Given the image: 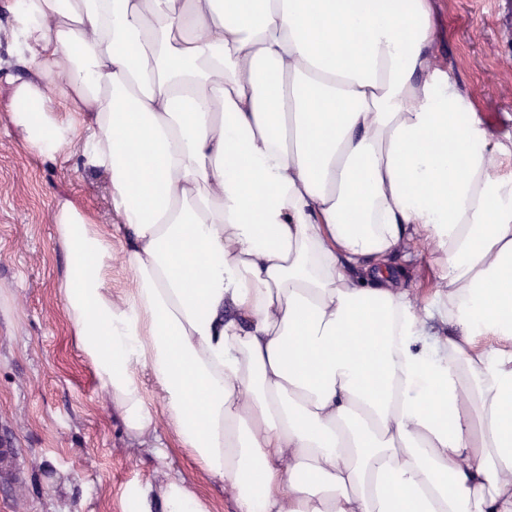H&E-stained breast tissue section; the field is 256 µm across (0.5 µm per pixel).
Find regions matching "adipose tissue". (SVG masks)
I'll use <instances>...</instances> for the list:
<instances>
[{"mask_svg": "<svg viewBox=\"0 0 512 512\" xmlns=\"http://www.w3.org/2000/svg\"><path fill=\"white\" fill-rule=\"evenodd\" d=\"M0 124L105 175L53 208L57 285L104 403L236 512H512V141L433 0H21ZM130 273L112 295V238ZM422 244L431 297L392 256ZM165 512H211L181 477Z\"/></svg>", "mask_w": 512, "mask_h": 512, "instance_id": "obj_1", "label": "adipose tissue"}]
</instances>
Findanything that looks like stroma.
<instances>
[{
	"label": "stroma",
	"instance_id": "35a3bbf8",
	"mask_svg": "<svg viewBox=\"0 0 512 512\" xmlns=\"http://www.w3.org/2000/svg\"><path fill=\"white\" fill-rule=\"evenodd\" d=\"M444 59L496 138L512 137V0H435ZM68 197L110 221L103 177L42 161L0 129V436L18 448L19 481L0 480V512H123L136 486L188 480L212 512H235L223 484L180 448L127 438L103 405L75 343L57 284L54 201Z\"/></svg>",
	"mask_w": 512,
	"mask_h": 512
}]
</instances>
